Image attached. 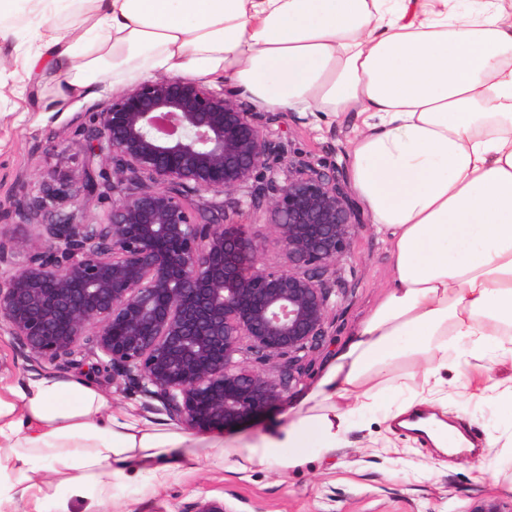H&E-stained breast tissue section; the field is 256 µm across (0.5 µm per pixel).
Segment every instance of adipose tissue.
Wrapping results in <instances>:
<instances>
[{"instance_id":"1","label":"adipose tissue","mask_w":512,"mask_h":512,"mask_svg":"<svg viewBox=\"0 0 512 512\" xmlns=\"http://www.w3.org/2000/svg\"><path fill=\"white\" fill-rule=\"evenodd\" d=\"M504 0H0L25 7L27 75L64 102L157 74L218 79L271 112H356L358 197L394 256L392 283L289 419L206 445L224 471L302 465L340 448L353 410L457 341L512 354V13ZM188 428L113 408L82 377L0 374V512H108L116 484L197 468Z\"/></svg>"}]
</instances>
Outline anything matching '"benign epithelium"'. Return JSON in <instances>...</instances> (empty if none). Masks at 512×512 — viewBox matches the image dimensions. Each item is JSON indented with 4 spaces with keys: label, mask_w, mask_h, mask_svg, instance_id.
<instances>
[{
    "label": "benign epithelium",
    "mask_w": 512,
    "mask_h": 512,
    "mask_svg": "<svg viewBox=\"0 0 512 512\" xmlns=\"http://www.w3.org/2000/svg\"><path fill=\"white\" fill-rule=\"evenodd\" d=\"M235 97L180 75L113 95L88 130L80 190L112 195L104 221L57 220L48 194L15 206L36 233L0 236V332L31 361L86 366L196 431L288 398L327 336V277L363 223L346 184L309 161L288 162L282 185L261 181L283 159L273 118ZM245 189L267 240L186 205ZM270 244L287 267L263 263ZM280 360L281 374L264 370Z\"/></svg>",
    "instance_id": "7a95c632"
}]
</instances>
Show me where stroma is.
Returning <instances> with one entry per match:
<instances>
[{"label":"stroma","mask_w":512,"mask_h":512,"mask_svg":"<svg viewBox=\"0 0 512 512\" xmlns=\"http://www.w3.org/2000/svg\"><path fill=\"white\" fill-rule=\"evenodd\" d=\"M11 35L0 48V77L16 82L18 45L32 34L27 14L10 19ZM50 86L31 79L24 99L0 93V234L22 236V224L12 203L56 189L59 213L86 224L108 213V198L70 196L85 179L84 134L104 96L70 101L55 112L42 103ZM362 118L352 112L334 119L325 114H288L273 125L289 159H303L335 171L351 181L352 144ZM393 259L372 222L358 229L348 255L330 279L336 305L327 324V338L311 353L301 383L287 401L224 432L225 439L248 442L285 422L319 381L330 360L359 321L378 304L391 283ZM397 388L375 408L355 410L353 427L343 448L312 459L296 471L277 466H253L230 474L199 459L192 475L156 490L147 476L116 487L117 503L134 504L136 512H184L201 499L223 502L226 512H481L490 503L512 512V406L500 401V391L512 388V357L488 351L465 361L449 360L434 388L421 384L412 366L395 372ZM423 402L424 412L444 413L473 442L475 453L448 455L426 437L398 428L395 417L407 404Z\"/></svg>","instance_id":"obj_1"}]
</instances>
